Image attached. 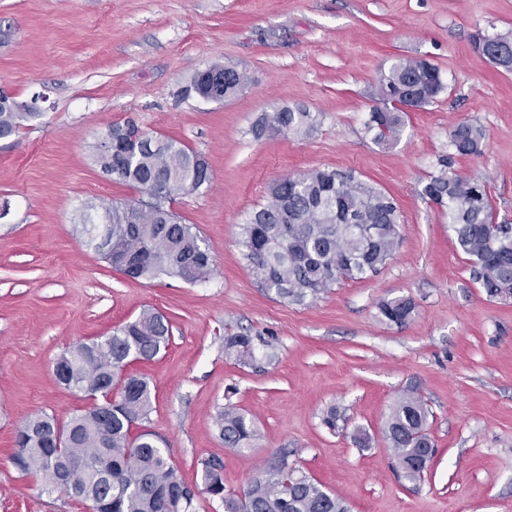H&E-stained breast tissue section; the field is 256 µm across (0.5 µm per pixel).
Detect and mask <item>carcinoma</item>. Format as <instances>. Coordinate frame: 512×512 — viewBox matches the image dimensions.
Segmentation results:
<instances>
[{
	"label": "carcinoma",
	"instance_id": "1",
	"mask_svg": "<svg viewBox=\"0 0 512 512\" xmlns=\"http://www.w3.org/2000/svg\"><path fill=\"white\" fill-rule=\"evenodd\" d=\"M475 52L490 59L493 51L506 57L497 67L512 71V40L480 39ZM224 78V98L236 95L244 75L233 68L209 67ZM446 90L437 66L424 59H403L382 75L378 96L381 111L371 113L367 132L379 145L398 139L409 112L405 95H416L422 109ZM36 116L25 104L0 106V138L14 135L22 121ZM312 113L274 106L252 127L255 137L298 134L313 125ZM453 152L436 159L438 172L429 176L422 195L448 209L456 247L474 263L473 276L490 298H512V224L496 222L485 182L454 171L457 159L477 157L486 146L484 130L460 122L448 131ZM158 146L142 143L125 157L101 150V170L147 196L157 185L166 189L153 202L104 203L83 217L87 244L113 269L137 280L160 275L194 284L213 271V256L193 225L184 224L167 203L180 193L195 192L210 174L195 172L199 154L169 137ZM362 224L375 229L371 236ZM401 210L396 200L362 182L350 171L319 168L278 180L268 201L253 209L240 225L239 242L260 287L285 304L303 305L329 292L341 280H357L383 269L400 239ZM382 321L409 322L415 304L409 298L383 300ZM171 339L167 318L150 309L134 320L62 353L54 376L63 387L81 393L91 404L66 424L46 413L30 417L15 430L11 460L23 474L36 468L61 472L67 481L52 489L89 504L92 512H194L195 491L184 482L158 437L145 428L152 390L142 376L124 373L132 361H151ZM224 349L254 355V337L241 333L224 338ZM119 388L118 396L112 390ZM429 411L423 398L407 390L393 405L385 434L401 474L414 481L422 463L435 453L427 432ZM215 424L231 448H249L258 435L255 422L233 407L220 412ZM60 433L57 450L49 439ZM280 448L274 459L282 466L252 480L239 494L224 493L222 466L206 461L201 492L221 500L224 512H348L344 503L289 463Z\"/></svg>",
	"mask_w": 512,
	"mask_h": 512
}]
</instances>
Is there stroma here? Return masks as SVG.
<instances>
[{
	"mask_svg": "<svg viewBox=\"0 0 512 512\" xmlns=\"http://www.w3.org/2000/svg\"><path fill=\"white\" fill-rule=\"evenodd\" d=\"M479 33L512 34V0H0V87L39 100L0 139V512H88L38 470L15 469L14 432L37 413L64 423L85 409L54 360L146 308L168 318L171 341L129 371L149 381L147 426L189 485L211 460L225 491L242 492L286 448L350 512H512V299L485 295L447 212L422 195L449 128L471 122L486 147L455 168L481 176L512 223V72L473 51ZM407 58L437 65L447 89L409 113L397 141L376 144L365 125L378 79ZM214 63L242 72L238 95L186 94ZM274 105L316 121L254 138ZM129 120L209 162L208 185L171 202L214 257L208 281H133L85 242L87 205L139 196L95 162L104 134ZM314 168L354 171L393 196L400 242L379 274L287 305L259 287L239 226L277 180ZM400 297L414 301L412 320L383 322L379 303ZM243 331L264 341L249 362L224 351ZM410 388L436 447L414 483L385 435ZM228 404L255 420L253 447H225L215 419Z\"/></svg>",
	"mask_w": 512,
	"mask_h": 512,
	"instance_id": "35a3bbf8",
	"label": "stroma"
}]
</instances>
